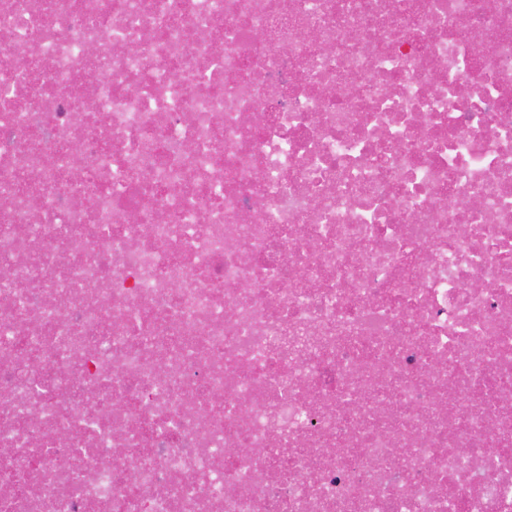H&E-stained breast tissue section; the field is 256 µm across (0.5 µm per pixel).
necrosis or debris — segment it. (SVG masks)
<instances>
[{"label":"necrosis or debris","instance_id":"obj_1","mask_svg":"<svg viewBox=\"0 0 512 512\" xmlns=\"http://www.w3.org/2000/svg\"><path fill=\"white\" fill-rule=\"evenodd\" d=\"M0 512H512V0H0Z\"/></svg>","mask_w":512,"mask_h":512}]
</instances>
